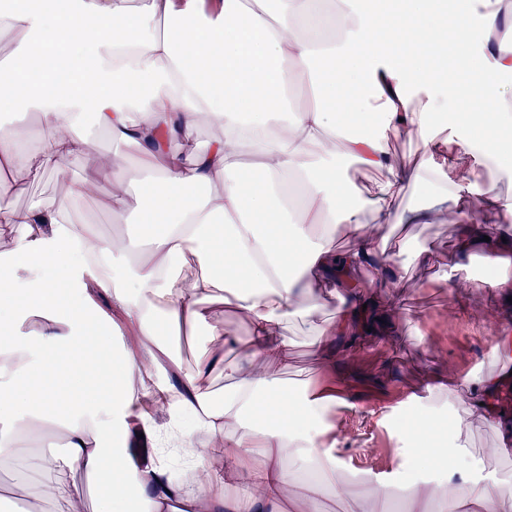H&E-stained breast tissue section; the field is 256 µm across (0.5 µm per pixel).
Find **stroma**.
Masks as SVG:
<instances>
[{
  "instance_id": "obj_1",
  "label": "stroma",
  "mask_w": 512,
  "mask_h": 512,
  "mask_svg": "<svg viewBox=\"0 0 512 512\" xmlns=\"http://www.w3.org/2000/svg\"><path fill=\"white\" fill-rule=\"evenodd\" d=\"M464 7L470 15V49L462 54L449 48L448 59L478 69L484 64L480 46L485 2L466 0ZM0 122L12 127L24 148L38 147L44 127L35 108L20 111L12 104L1 106ZM85 132L95 143L92 154L67 158L61 171H46L37 181H18L11 190L0 192V208L23 210L37 201L55 199L60 176L81 177L92 169L97 154L105 152L120 157L134 173L125 211L89 207L72 211L71 218L104 238L140 235L135 219L144 203L145 184L135 174L133 154L95 125H86ZM411 238L413 248L430 249L428 262L401 256L396 270L401 283L395 291L397 310L366 338L338 339L333 363L322 362L311 342L318 328L335 318L334 306L293 319L284 328L295 348L281 378L292 389L304 385L314 390L335 388V410L350 423L349 431H335L327 437L340 462L338 477L344 491L321 489L317 495L321 512H404L406 488L439 485L443 471L417 454L420 442L407 434L404 422L420 412L440 418L445 428L436 442L447 446L456 412L469 406L461 380L499 371L504 364L494 339L512 331V291L497 287L492 277H473L475 262L485 259L482 253L466 258L461 267L449 266L455 244L447 216L413 225ZM210 312L239 341L228 351L227 362L247 364L249 355L240 342L250 333L248 318L223 305L212 306ZM452 376L458 380L453 387L448 384ZM497 405L492 416L471 415L465 437L469 475L492 486L512 484V453L503 451L505 444L512 443L507 430L512 424V384L503 388ZM0 507L7 512H39L41 508L28 481L16 469L0 468Z\"/></svg>"
}]
</instances>
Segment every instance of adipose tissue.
<instances>
[{"mask_svg": "<svg viewBox=\"0 0 512 512\" xmlns=\"http://www.w3.org/2000/svg\"><path fill=\"white\" fill-rule=\"evenodd\" d=\"M440 2L143 0L133 9L128 0H70L54 11L23 0L0 13V30L28 46L18 66L0 70V86L28 91L48 131L28 155L0 128V188L90 154L88 120L152 176L141 238H101L53 202L0 209L1 224L24 229L0 265V464L35 476L43 512H73L77 469L95 486L99 512H287L292 470L335 485L324 425L335 394L287 393L267 365L284 368L293 357L281 329L311 315L301 293L318 290V307L336 306L313 341L330 361L337 339L359 334L366 317L361 298L334 296L337 276L370 265L397 287L363 212L404 229L450 211L451 263L481 250L494 259L497 284L512 286V226L472 215L477 196L512 216L497 190L500 163L512 155V93L497 83L512 75V0H487L480 69L449 67V44L469 42V18ZM303 80L309 100L300 107ZM458 98L465 107L456 112ZM204 115L221 134L200 148L193 136ZM404 135L422 143L411 164L390 149ZM176 140L183 150H171ZM465 155L477 165L462 167ZM350 161L376 172L370 186L357 185ZM409 187L425 190L427 204L398 209ZM341 231L352 240L344 253ZM144 248L149 257L131 267L129 282L112 276L114 256ZM48 265L61 277H48ZM218 302L251 321L249 367L224 359L227 332L208 312ZM107 308L129 329L117 351ZM201 326L208 344L180 370L166 337ZM150 348L168 365L147 388ZM20 399L32 415L11 413ZM145 399L167 406L176 448L203 476L194 492L163 482L155 466L137 469L114 446ZM57 434L61 458L48 450ZM217 450L236 462L223 476ZM428 454L445 471L440 494L450 504L469 512L512 504L511 486L463 477L457 440Z\"/></svg>", "mask_w": 512, "mask_h": 512, "instance_id": "adipose-tissue-1", "label": "adipose tissue"}]
</instances>
